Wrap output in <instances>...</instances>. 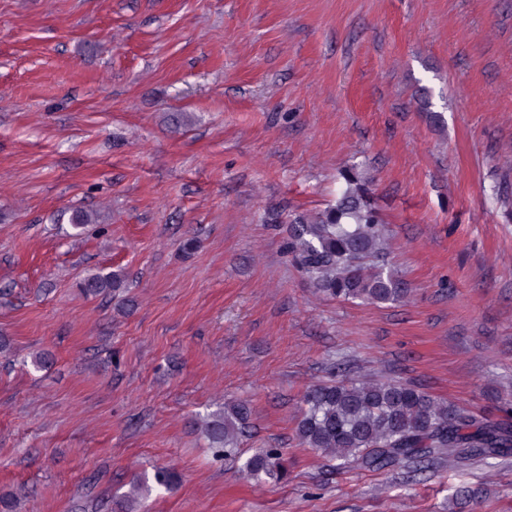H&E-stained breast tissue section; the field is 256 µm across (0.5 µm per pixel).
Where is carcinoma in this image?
Here are the masks:
<instances>
[{
  "mask_svg": "<svg viewBox=\"0 0 512 512\" xmlns=\"http://www.w3.org/2000/svg\"><path fill=\"white\" fill-rule=\"evenodd\" d=\"M342 179L335 205L295 220L289 252L320 294L343 301L401 302L409 288L384 263L387 237L368 181L354 168ZM123 283L120 274L101 269L80 288L100 296ZM250 415L243 401L210 414L203 431L211 447L221 455L237 454ZM296 435L303 447L340 469L412 464L420 471L445 457L471 461L512 455L511 419H480L411 381L375 377H338L307 389ZM286 471L280 448H260L242 466L243 474L257 481H280Z\"/></svg>",
  "mask_w": 512,
  "mask_h": 512,
  "instance_id": "carcinoma-1",
  "label": "carcinoma"
}]
</instances>
